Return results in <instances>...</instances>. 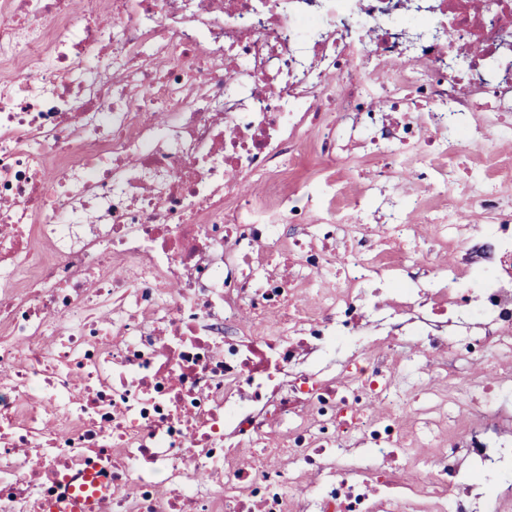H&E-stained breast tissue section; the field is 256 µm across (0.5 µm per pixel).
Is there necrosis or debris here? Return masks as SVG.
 <instances>
[{"mask_svg": "<svg viewBox=\"0 0 512 512\" xmlns=\"http://www.w3.org/2000/svg\"><path fill=\"white\" fill-rule=\"evenodd\" d=\"M0 15V512L84 472L101 512H512V0ZM312 129L362 200L289 187ZM356 166L354 174L349 172L350 166ZM375 170V161L371 158H356L349 164L339 169L338 177L345 188L346 193L351 196H357L368 183L370 175Z\"/></svg>", "mask_w": 512, "mask_h": 512, "instance_id": "1", "label": "necrosis or debris"}]
</instances>
